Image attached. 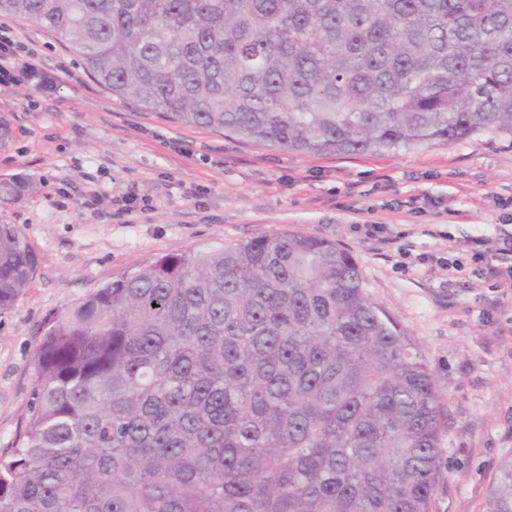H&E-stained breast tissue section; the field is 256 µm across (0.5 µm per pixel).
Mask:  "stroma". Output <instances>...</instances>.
<instances>
[{"instance_id": "obj_1", "label": "stroma", "mask_w": 512, "mask_h": 512, "mask_svg": "<svg viewBox=\"0 0 512 512\" xmlns=\"http://www.w3.org/2000/svg\"><path fill=\"white\" fill-rule=\"evenodd\" d=\"M67 67L55 89L0 87L14 139L0 176L33 193L5 217L38 257L30 285L0 314V451L27 413L35 354L50 316L135 264L191 248L295 232L341 244L367 295L424 355L447 409L430 512H482L512 456V295L490 291L467 261L472 242L512 225V139L483 135L362 156H313L170 122L116 99L68 46L36 23L10 21ZM100 201L86 207L90 191ZM383 224L366 240L353 225Z\"/></svg>"}]
</instances>
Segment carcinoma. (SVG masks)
I'll list each match as a JSON object with an SVG mask.
<instances>
[{
    "instance_id": "1",
    "label": "carcinoma",
    "mask_w": 512,
    "mask_h": 512,
    "mask_svg": "<svg viewBox=\"0 0 512 512\" xmlns=\"http://www.w3.org/2000/svg\"><path fill=\"white\" fill-rule=\"evenodd\" d=\"M171 121L314 155L512 137V0H0ZM30 185L0 178V208ZM38 257L0 216V313ZM0 512H430L442 395L351 252L165 254L50 317ZM483 512H512V458Z\"/></svg>"
}]
</instances>
